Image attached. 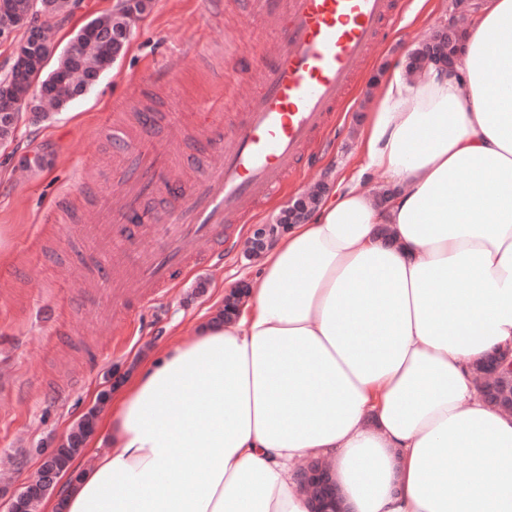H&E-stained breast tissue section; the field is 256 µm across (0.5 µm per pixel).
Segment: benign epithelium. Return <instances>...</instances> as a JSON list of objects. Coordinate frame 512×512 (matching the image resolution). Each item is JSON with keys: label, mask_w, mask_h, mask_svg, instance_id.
<instances>
[{"label": "benign epithelium", "mask_w": 512, "mask_h": 512, "mask_svg": "<svg viewBox=\"0 0 512 512\" xmlns=\"http://www.w3.org/2000/svg\"><path fill=\"white\" fill-rule=\"evenodd\" d=\"M148 4L149 0H121L117 10L95 17L83 30L81 36L97 41L102 49L99 68L84 77V83H78L77 79L84 65L70 45L64 50L68 66L52 82L44 84L39 81L40 74L57 47L48 39L44 29L33 23L32 12L37 11L47 17L52 13L54 4L50 0H29L27 7L21 9L15 3L0 0V42H7L12 47L11 71L24 79L25 85V90L20 93L13 81L0 82V97L11 103V109L0 114V130H9L24 110L38 112L41 103L51 100L63 106L82 93L112 66L115 52L123 47L133 23L146 11ZM471 8L472 0H455L457 16L436 27L420 44L419 52L407 55L405 69L416 71L424 66L448 71L462 66L465 20ZM329 192L330 184L322 178L310 190L290 199L273 223L255 225L243 242V256L250 261L262 258L293 225L306 223ZM246 290L242 281L239 287L225 294L224 305L230 306L231 313L239 311ZM477 376L481 378L479 397L493 402L501 412L512 415V347L503 346L493 352ZM296 478L311 503V512H331V508L337 506L335 485L322 461L308 460L296 469Z\"/></svg>", "instance_id": "obj_1"}]
</instances>
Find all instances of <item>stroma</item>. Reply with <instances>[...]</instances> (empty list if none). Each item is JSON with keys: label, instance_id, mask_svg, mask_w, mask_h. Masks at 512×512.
Segmentation results:
<instances>
[{"label": "stroma", "instance_id": "35a3bbf8", "mask_svg": "<svg viewBox=\"0 0 512 512\" xmlns=\"http://www.w3.org/2000/svg\"><path fill=\"white\" fill-rule=\"evenodd\" d=\"M451 2L428 0L416 12L413 0H399L394 26L362 64L308 162L253 215L231 225L233 237L245 238L254 225L270 221L305 185L323 176L333 182L353 169L370 78L449 19ZM237 15L247 18L250 31L230 69L214 38L231 29ZM273 36L246 0H152L112 67L84 95L57 112L23 114L12 140L0 147V458L15 471L12 483L0 484V498L31 484L40 461L67 445L72 424L103 406L144 349L189 333L200 315L215 309L225 285L258 272V263L237 252L220 264L202 260L95 341L96 304L81 293L78 276L88 248L75 222L51 224L49 207L65 196L74 201V213L89 209L87 182L113 166V126H137L125 106L131 79L145 81L135 93L145 110L174 112L189 128L216 94H223L226 114L242 108L254 86L241 82L238 72L255 74L269 64ZM182 54V68L169 73V60Z\"/></svg>", "mask_w": 512, "mask_h": 512}]
</instances>
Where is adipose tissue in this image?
Listing matches in <instances>:
<instances>
[{
    "label": "adipose tissue",
    "instance_id": "1",
    "mask_svg": "<svg viewBox=\"0 0 512 512\" xmlns=\"http://www.w3.org/2000/svg\"><path fill=\"white\" fill-rule=\"evenodd\" d=\"M509 27L512 0H479L460 69L384 73L355 175L265 254L237 320L150 349L48 512H308L302 458L346 512H512V417L472 373L512 345Z\"/></svg>",
    "mask_w": 512,
    "mask_h": 512
}]
</instances>
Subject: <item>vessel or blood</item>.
Returning <instances> with one entry per match:
<instances>
[{
  "label": "vessel or blood",
  "mask_w": 512,
  "mask_h": 512,
  "mask_svg": "<svg viewBox=\"0 0 512 512\" xmlns=\"http://www.w3.org/2000/svg\"><path fill=\"white\" fill-rule=\"evenodd\" d=\"M277 36L259 90L224 123V98H212L198 124L210 148L204 175L187 180L191 160L182 149L185 127L167 120V136L140 142L115 133L122 160L100 205L82 221V237L112 252L110 265L87 262L85 283H112L94 331L109 334L111 313H128L153 301L195 262L223 260L236 246L225 225L240 221L246 206L270 197L307 155L327 119L347 97L369 50L380 41L395 0H251ZM179 199L176 209L144 211L146 198Z\"/></svg>",
  "instance_id": "obj_1"
}]
</instances>
